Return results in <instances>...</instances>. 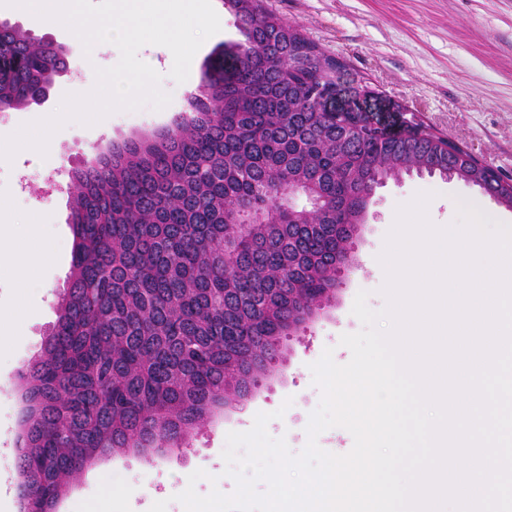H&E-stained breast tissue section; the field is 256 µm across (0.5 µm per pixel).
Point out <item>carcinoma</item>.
<instances>
[{
    "mask_svg": "<svg viewBox=\"0 0 512 512\" xmlns=\"http://www.w3.org/2000/svg\"><path fill=\"white\" fill-rule=\"evenodd\" d=\"M243 41L235 79L201 76L191 122L75 172L69 288L41 355L19 375L26 402L19 476L35 512L104 456L177 447L243 396L327 304L347 230L386 180L456 177L512 209V179L420 122L401 139L355 113L321 112L342 60L261 0H224ZM0 104L37 103L65 50L0 23ZM313 198V217L288 190Z\"/></svg>",
    "mask_w": 512,
    "mask_h": 512,
    "instance_id": "cac0c4a2",
    "label": "carcinoma"
}]
</instances>
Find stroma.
<instances>
[{"mask_svg":"<svg viewBox=\"0 0 512 512\" xmlns=\"http://www.w3.org/2000/svg\"><path fill=\"white\" fill-rule=\"evenodd\" d=\"M212 3L221 30L204 42L191 70L198 75L204 66L219 62L230 75L237 69L230 47L241 35L223 0ZM263 5L345 63L347 84L333 100V107L352 104V88L368 85L372 93L359 103L390 131L398 130L402 114H416L436 134L512 177V0H263ZM1 21L28 32L35 30L29 21L8 13H0ZM38 33L65 47L67 69L56 77L43 104L10 110L7 119L0 121V132H14L21 124L53 114L64 94L71 91L73 80L94 86L95 68H108L119 60L113 44L94 47L87 54L76 36L45 29ZM167 54V48L159 45L138 51L139 58L152 57L160 64L161 87L171 96L163 110L146 106L119 111L91 126L72 121L53 135L47 157L21 152L13 162L0 161V232L14 245H27L35 230L47 244L72 238L69 215L77 189L73 172L108 154L114 145L165 132L190 119L189 93L171 78ZM420 191L434 194L428 206L430 221L447 225L456 217L455 200L481 195L478 187L455 178L445 181L413 174L387 180L376 190L367 220L353 238L355 262L342 271L335 297L286 342L272 373L259 377L246 408L215 412L180 447L149 457L131 452L103 458L71 486L58 501L56 512H93L115 487L126 491L120 502L122 512H149L154 502L163 500L168 503L167 512H184L175 497L186 489L189 475L199 469L207 476L197 482L198 494L214 488L231 493L235 483L226 476L222 457L226 436L251 429L260 412L283 410L282 418L269 422L268 432L285 439L292 453H300L307 443L309 417L320 401L310 366L328 347L336 363L350 360L349 349L339 340L361 328L352 313L359 291H368L367 304L372 310L385 307L380 292L385 273L377 257L397 207ZM35 215L40 218L36 229L30 224ZM71 260L67 251L39 268L21 330L0 343V476L6 479L0 512H20L18 437L24 402L18 375L39 354L57 320L59 295L70 280Z\"/></svg>","mask_w":512,"mask_h":512,"instance_id":"1","label":"stroma"}]
</instances>
